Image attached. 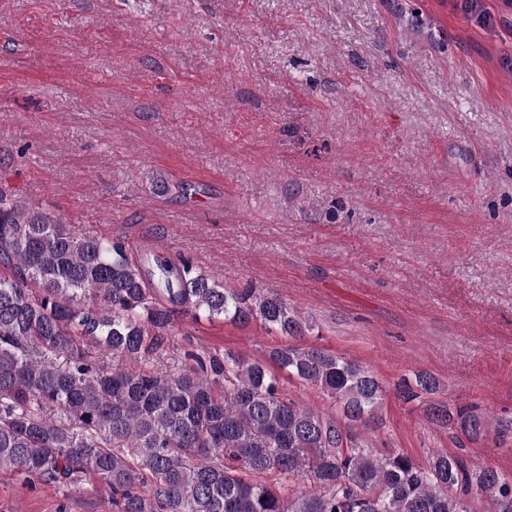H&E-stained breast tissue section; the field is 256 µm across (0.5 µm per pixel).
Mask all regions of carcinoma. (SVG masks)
<instances>
[{"label":"carcinoma","mask_w":512,"mask_h":512,"mask_svg":"<svg viewBox=\"0 0 512 512\" xmlns=\"http://www.w3.org/2000/svg\"><path fill=\"white\" fill-rule=\"evenodd\" d=\"M0 266V474L66 486L92 475L117 512H471L474 492L512 512L511 475L457 453L417 463L364 444L357 428L383 405L379 381L298 344L309 326L274 292L227 288L184 257L145 271L125 242L79 234L2 187ZM181 310L258 319L292 339L271 359L343 420L229 351L165 364ZM439 390L427 371L398 384L431 422L486 440L488 417L427 399Z\"/></svg>","instance_id":"carcinoma-1"}]
</instances>
